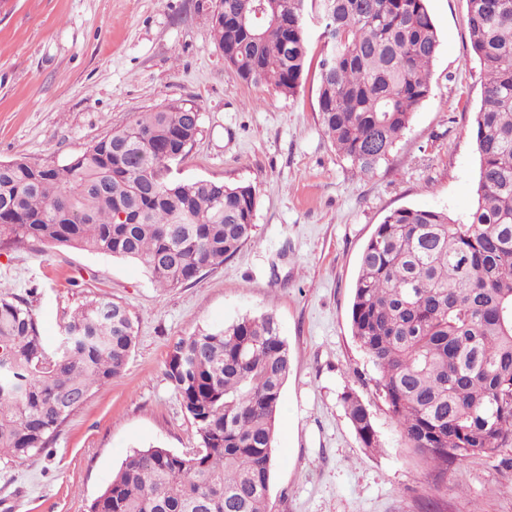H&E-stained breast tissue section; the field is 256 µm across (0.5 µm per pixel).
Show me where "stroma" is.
I'll list each match as a JSON object with an SVG mask.
<instances>
[{
  "instance_id": "stroma-1",
  "label": "stroma",
  "mask_w": 512,
  "mask_h": 512,
  "mask_svg": "<svg viewBox=\"0 0 512 512\" xmlns=\"http://www.w3.org/2000/svg\"><path fill=\"white\" fill-rule=\"evenodd\" d=\"M214 0H0V161L64 164L136 112L177 100L200 133L185 181L250 184L253 237L224 264L172 289L143 264L26 242L0 249V290L27 296L47 348L89 298L124 304L136 331L120 377L95 388L48 448L0 458V504L87 512L132 450L185 452L196 427L165 375L201 328L273 314L288 344L269 488L271 512H512V448L448 472L406 448L350 327L359 256L400 207L465 223L477 200L472 135L483 77L467 0H428L440 51L431 92L388 161L370 174L339 157L318 113L322 28L309 17L299 92L232 77L210 27ZM368 408L380 446L362 445L343 397Z\"/></svg>"
}]
</instances>
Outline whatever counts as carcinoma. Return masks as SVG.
<instances>
[{"label": "carcinoma", "instance_id": "carcinoma-1", "mask_svg": "<svg viewBox=\"0 0 512 512\" xmlns=\"http://www.w3.org/2000/svg\"><path fill=\"white\" fill-rule=\"evenodd\" d=\"M306 0H216L215 45L235 78L301 87ZM323 27L318 112L337 154L363 174L387 161L429 96L440 46L428 0H316ZM484 90L473 136L477 203L467 222L401 207L359 258L350 311L405 445L440 471L512 447V0H467ZM200 133L198 110L138 112L66 165L0 162V246L37 241L141 262L160 288L224 263L252 238L256 190L170 176ZM127 307L89 299L46 351L27 301L0 291V457L49 446L96 387L125 370ZM291 369L271 313L180 340L166 377L199 446L135 449L88 512H269L273 442ZM345 413L379 447L354 394Z\"/></svg>", "mask_w": 512, "mask_h": 512}]
</instances>
